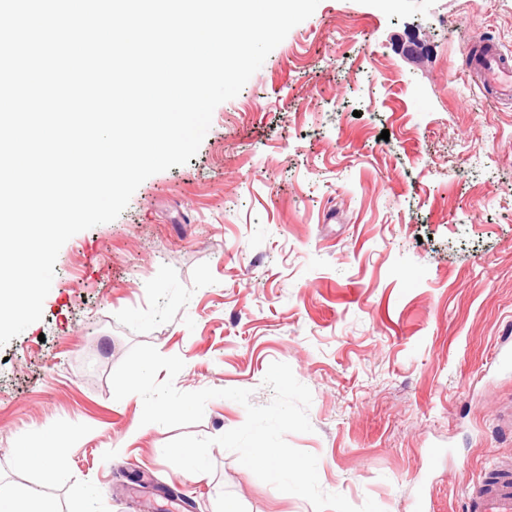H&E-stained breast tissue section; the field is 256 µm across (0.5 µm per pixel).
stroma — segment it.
I'll use <instances>...</instances> for the list:
<instances>
[{
	"label": "stroma",
	"mask_w": 512,
	"mask_h": 512,
	"mask_svg": "<svg viewBox=\"0 0 512 512\" xmlns=\"http://www.w3.org/2000/svg\"><path fill=\"white\" fill-rule=\"evenodd\" d=\"M478 37L512 53V0H320L188 164L63 245L41 321L0 347V480L57 512H314L220 446L198 478L164 459L246 411L215 398L199 423L142 424L111 374L150 344L183 360L178 390L256 405L289 364L313 430L286 440L318 456L323 491L465 512L512 457V105L468 75ZM48 440L55 485L18 460Z\"/></svg>",
	"instance_id": "1"
}]
</instances>
